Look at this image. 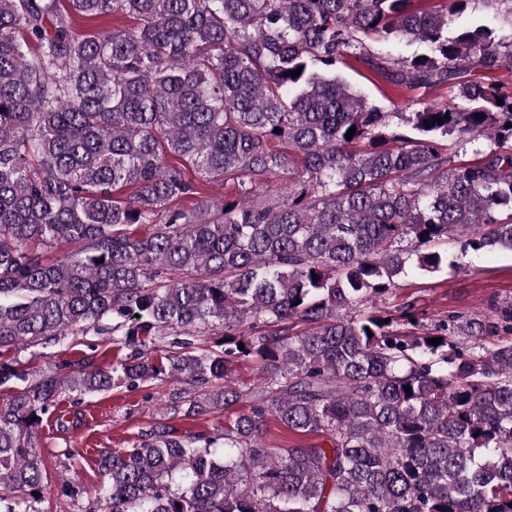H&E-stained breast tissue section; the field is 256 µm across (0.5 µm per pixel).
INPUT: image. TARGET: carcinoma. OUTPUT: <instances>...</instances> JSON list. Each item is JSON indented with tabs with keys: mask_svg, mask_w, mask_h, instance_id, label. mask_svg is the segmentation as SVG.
<instances>
[{
	"mask_svg": "<svg viewBox=\"0 0 512 512\" xmlns=\"http://www.w3.org/2000/svg\"><path fill=\"white\" fill-rule=\"evenodd\" d=\"M474 2L0 0V357L74 333L130 350L32 377L0 360V512H40L36 438L65 425L62 397L164 376L195 388L175 414L249 411L215 436L159 424L100 453L106 512H512V313L420 333L412 305L400 321L378 305L408 268L441 269V240L512 252V94L486 81L512 64V29L449 31ZM117 13L139 26L72 30ZM394 41L425 52L371 48ZM347 56L459 102L410 113L407 135L336 77ZM454 134L494 148L446 169L438 138ZM297 164L282 202L201 192L246 195ZM63 242L80 248L48 262ZM294 318L312 328L291 333ZM216 329L221 349L194 350ZM249 358L256 392L225 383ZM270 416L324 443L275 455Z\"/></svg>",
	"mask_w": 512,
	"mask_h": 512,
	"instance_id": "cac0c4a2",
	"label": "carcinoma"
}]
</instances>
